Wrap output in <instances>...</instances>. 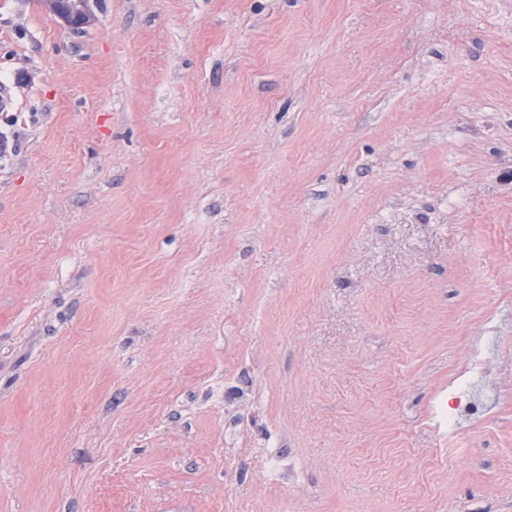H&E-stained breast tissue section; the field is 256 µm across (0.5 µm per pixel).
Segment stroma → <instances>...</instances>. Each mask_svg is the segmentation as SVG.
I'll return each instance as SVG.
<instances>
[{
	"label": "stroma",
	"mask_w": 512,
	"mask_h": 512,
	"mask_svg": "<svg viewBox=\"0 0 512 512\" xmlns=\"http://www.w3.org/2000/svg\"><path fill=\"white\" fill-rule=\"evenodd\" d=\"M87 3L0 0V512H512V0Z\"/></svg>",
	"instance_id": "1"
}]
</instances>
